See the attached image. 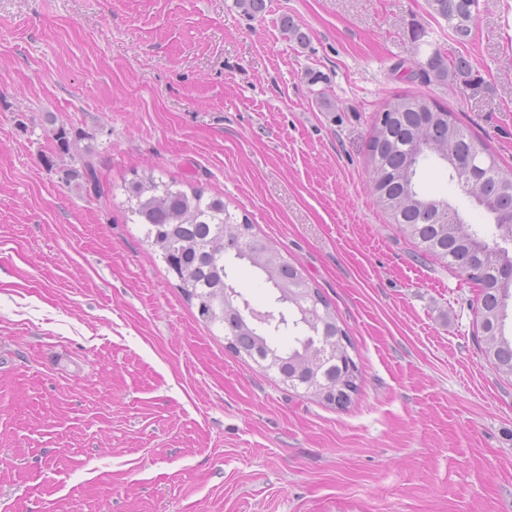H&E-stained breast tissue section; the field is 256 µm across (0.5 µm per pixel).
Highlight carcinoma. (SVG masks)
I'll list each match as a JSON object with an SVG mask.
<instances>
[{
    "label": "carcinoma",
    "instance_id": "cac0c4a2",
    "mask_svg": "<svg viewBox=\"0 0 512 512\" xmlns=\"http://www.w3.org/2000/svg\"><path fill=\"white\" fill-rule=\"evenodd\" d=\"M433 10L448 21L458 41L470 34L477 0H430ZM429 67L437 77L449 76L473 84L470 69L460 60L439 53ZM376 116L367 144L370 183L378 204L390 223L403 229L422 261H438L460 276L471 274L479 288L476 326L481 352L503 379H512V334H506L512 281L498 274L500 266L512 267V224L495 221V207L477 202L478 187L463 175L476 168L489 182L500 174L497 154L477 144L460 126L454 113L424 95H401ZM59 149L80 168L67 170L87 191L100 192L92 162L71 153L67 130H53ZM430 166L457 182L472 204L490 223L474 228L452 199L429 198L420 187L421 170ZM128 210L146 226L145 237L159 248L176 275L180 292L196 302L199 315L224 329L230 348L293 389L331 404L343 405L358 392L359 368L351 356L353 343L338 323L326 297L302 271L253 233L247 218L231 213L220 196H207L198 187L183 190L175 182L149 175L126 187ZM257 270L274 292L280 314L262 323L241 312L236 300L224 302L229 273L239 263ZM294 333L293 345L282 348L275 336ZM324 340L325 352L310 365L309 349Z\"/></svg>",
    "mask_w": 512,
    "mask_h": 512
}]
</instances>
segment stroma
Here are the masks:
<instances>
[{"instance_id":"stroma-1","label":"stroma","mask_w":512,"mask_h":512,"mask_svg":"<svg viewBox=\"0 0 512 512\" xmlns=\"http://www.w3.org/2000/svg\"><path fill=\"white\" fill-rule=\"evenodd\" d=\"M265 3L0 0V512H512L475 293L365 170L374 114L422 93L512 176V0H478L464 43L428 0ZM437 50L480 86L431 76ZM62 125L101 194L67 180ZM148 174L221 195L321 289L350 404L206 327L132 220Z\"/></svg>"}]
</instances>
